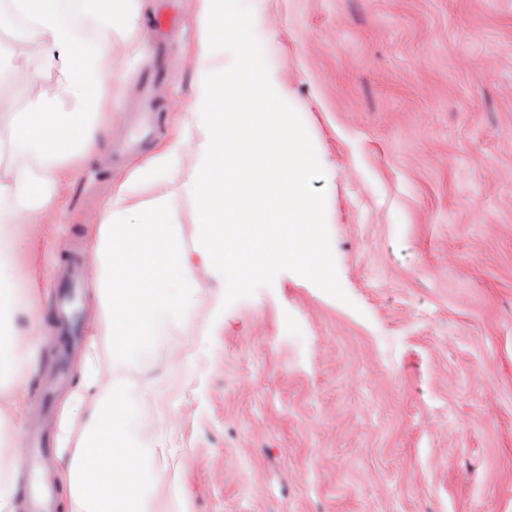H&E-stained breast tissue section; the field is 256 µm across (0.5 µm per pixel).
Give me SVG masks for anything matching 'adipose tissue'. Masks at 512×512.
<instances>
[{
	"label": "adipose tissue",
	"instance_id": "1",
	"mask_svg": "<svg viewBox=\"0 0 512 512\" xmlns=\"http://www.w3.org/2000/svg\"><path fill=\"white\" fill-rule=\"evenodd\" d=\"M96 31L94 44L80 43L61 0H0V29H17L24 41L43 47L40 72L53 79L52 94L27 100L17 112L0 114L16 146L29 156L18 170L0 169V315L15 311L24 292L14 265L19 218L48 204L64 164L95 143L103 108V86L112 77L108 55L120 27L135 28V0H71ZM236 0H201V64L193 104L181 123L194 141V162L178 168L179 145L156 156L134 180L107 200L94 231L99 265L96 295L101 310L99 336L110 360L152 344L160 314L179 315L200 288L181 241L171 196L153 200L143 217L130 222L129 195L156 172L174 175L180 192L196 202L194 250L216 277L247 259L275 257L288 265L311 259L305 245L320 236L317 200L305 192L312 164L303 128L276 124L284 93L272 80L253 41L249 23L239 20L235 69L227 74L209 64L224 40V18ZM225 109H218V98ZM248 244L236 248V241ZM35 353L21 331L0 337V372L14 385L27 382ZM83 375L65 397L57 424L56 480L69 512H149L141 471L152 464L160 442L130 434L133 415L125 393L101 386L98 343L89 340ZM118 493L107 492L108 480Z\"/></svg>",
	"mask_w": 512,
	"mask_h": 512
}]
</instances>
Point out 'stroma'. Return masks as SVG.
Masks as SVG:
<instances>
[{
  "label": "stroma",
  "mask_w": 512,
  "mask_h": 512,
  "mask_svg": "<svg viewBox=\"0 0 512 512\" xmlns=\"http://www.w3.org/2000/svg\"><path fill=\"white\" fill-rule=\"evenodd\" d=\"M161 0H138L114 37L106 128L79 173L23 220L14 261L33 280L28 326L44 377L50 285L112 191L179 140L199 60L200 0H176L154 139L113 163L136 111ZM238 16L307 132L305 191L326 222V270L267 259L164 316L153 344L103 372L122 377L131 432L160 437L161 481L190 512H512V0H237ZM0 113L51 93L40 49L0 31ZM332 288H324L323 278ZM32 385L0 405L22 448L42 421Z\"/></svg>",
  "instance_id": "obj_1"
}]
</instances>
